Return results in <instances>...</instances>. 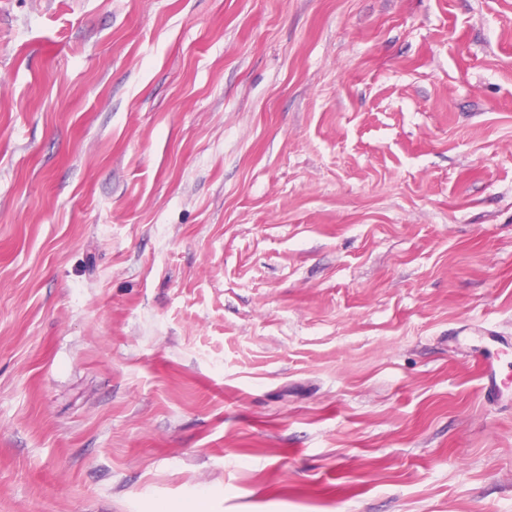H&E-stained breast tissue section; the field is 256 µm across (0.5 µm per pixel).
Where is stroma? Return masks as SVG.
Instances as JSON below:
<instances>
[{
	"mask_svg": "<svg viewBox=\"0 0 512 512\" xmlns=\"http://www.w3.org/2000/svg\"><path fill=\"white\" fill-rule=\"evenodd\" d=\"M512 512V0H0V512Z\"/></svg>",
	"mask_w": 512,
	"mask_h": 512,
	"instance_id": "35a3bbf8",
	"label": "stroma"
}]
</instances>
